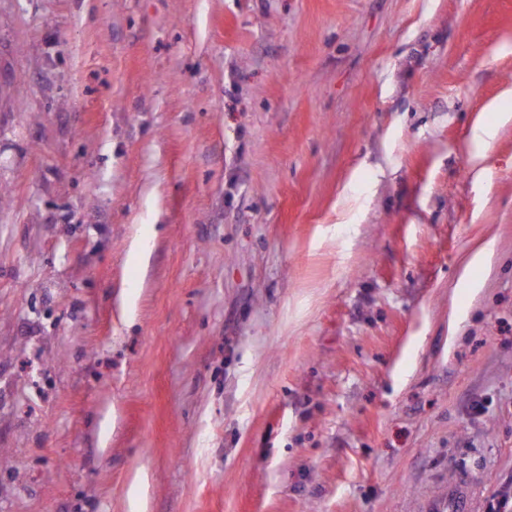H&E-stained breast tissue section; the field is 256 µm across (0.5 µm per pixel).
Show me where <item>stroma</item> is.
Instances as JSON below:
<instances>
[{"instance_id": "1", "label": "stroma", "mask_w": 512, "mask_h": 512, "mask_svg": "<svg viewBox=\"0 0 512 512\" xmlns=\"http://www.w3.org/2000/svg\"><path fill=\"white\" fill-rule=\"evenodd\" d=\"M0 188V512L512 476V0H0Z\"/></svg>"}]
</instances>
